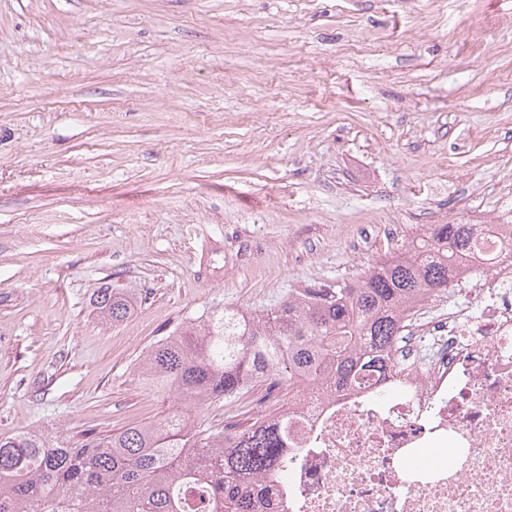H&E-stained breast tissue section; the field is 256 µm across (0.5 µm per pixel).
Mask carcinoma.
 <instances>
[{
	"label": "carcinoma",
	"instance_id": "obj_1",
	"mask_svg": "<svg viewBox=\"0 0 512 512\" xmlns=\"http://www.w3.org/2000/svg\"><path fill=\"white\" fill-rule=\"evenodd\" d=\"M474 225L429 224L360 280L290 294L250 316L214 310L160 338L138 366L148 390L180 404L119 433L71 441L44 431L0 436V512H250L247 482L286 466L288 418L224 441V425L192 415L240 399L267 368L286 382L329 377L359 385L401 329L406 305L448 289ZM100 320L133 309L125 288H98Z\"/></svg>",
	"mask_w": 512,
	"mask_h": 512
}]
</instances>
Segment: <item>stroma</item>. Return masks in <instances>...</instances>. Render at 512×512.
Masks as SVG:
<instances>
[{
  "mask_svg": "<svg viewBox=\"0 0 512 512\" xmlns=\"http://www.w3.org/2000/svg\"><path fill=\"white\" fill-rule=\"evenodd\" d=\"M508 187L512 0H0V435L158 420L137 364L179 324ZM92 303L100 320L106 324L123 321L133 309V295L127 288H97Z\"/></svg>",
  "mask_w": 512,
  "mask_h": 512,
  "instance_id": "stroma-1",
  "label": "stroma"
}]
</instances>
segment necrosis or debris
Returning a JSON list of instances; mask_svg holds the SVG:
<instances>
[{
  "instance_id": "necrosis-or-debris-1",
  "label": "necrosis or debris",
  "mask_w": 512,
  "mask_h": 512,
  "mask_svg": "<svg viewBox=\"0 0 512 512\" xmlns=\"http://www.w3.org/2000/svg\"><path fill=\"white\" fill-rule=\"evenodd\" d=\"M477 244L365 387L265 377L251 423L290 418L295 439L255 512H512V194Z\"/></svg>"
}]
</instances>
